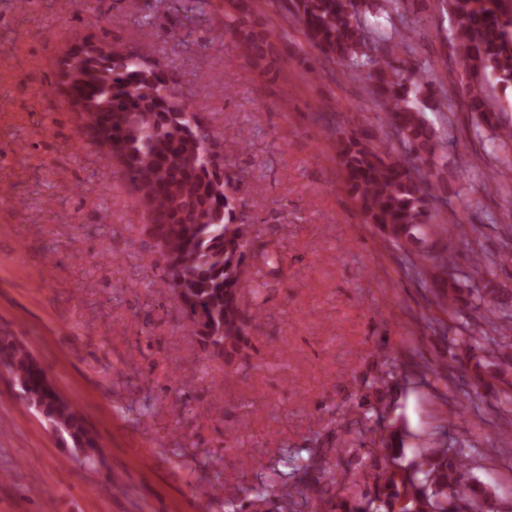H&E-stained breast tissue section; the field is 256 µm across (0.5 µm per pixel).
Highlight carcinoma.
<instances>
[{
	"label": "carcinoma",
	"mask_w": 512,
	"mask_h": 512,
	"mask_svg": "<svg viewBox=\"0 0 512 512\" xmlns=\"http://www.w3.org/2000/svg\"><path fill=\"white\" fill-rule=\"evenodd\" d=\"M291 18L310 47L327 59L345 62L356 75L376 79L375 102L388 118L401 152L385 141L352 132L336 139V161L344 187L363 223L387 234L396 247L432 265L431 293L455 321L472 309L474 323L459 324L457 341L474 360L473 384L492 390L497 400L512 403V295L492 278V261L475 253L473 270L486 273L470 300L460 288L455 255L448 248L453 236L433 223L428 204L433 186L414 160L437 157L442 146L413 97L434 85L414 57L401 58L399 46L412 39V29L384 31L369 20V0H290ZM504 0H447L452 18L451 45L457 68L468 78L465 102L493 131L500 149L512 147V124L489 109L486 83H512V19ZM224 29L243 45L257 64L271 44L269 32L245 29L235 14L223 17ZM148 54L88 55L67 73L68 102L78 101L88 113L78 117L98 130L94 138L121 166L125 179L148 210L146 229L158 247L160 271L179 298L185 330L204 348L222 355L249 335L258 314L242 315V292H258L244 276L249 235L242 209L229 187L241 179L224 170L220 144L200 122L182 117L190 107L178 97L167 74L146 62ZM499 336L490 351L497 384L484 381V358L476 354L483 327ZM0 362L5 364L20 397L62 440L94 462L97 445L85 426L77 402L63 396L33 355L18 343L0 338ZM382 455L372 472L359 479V494L343 512H448V502L466 509L481 502L485 512H499L493 495L472 476L470 458L461 448H428L405 465L394 446L392 431L381 439ZM321 458L311 453L292 484H271V494L286 499L303 493L317 478Z\"/></svg>",
	"instance_id": "carcinoma-1"
}]
</instances>
